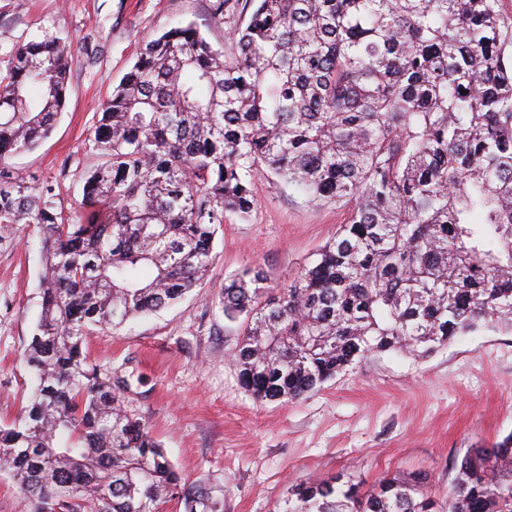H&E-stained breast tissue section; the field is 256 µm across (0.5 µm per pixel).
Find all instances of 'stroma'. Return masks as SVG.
<instances>
[{"label": "stroma", "instance_id": "obj_1", "mask_svg": "<svg viewBox=\"0 0 512 512\" xmlns=\"http://www.w3.org/2000/svg\"><path fill=\"white\" fill-rule=\"evenodd\" d=\"M212 0H0V54L49 31L75 46L58 121L33 151L11 158L20 175L57 181L78 213L85 147L99 104L140 50L177 23H194L231 52V25ZM248 221L226 216L201 284L177 304L92 329L86 348L101 369L125 377L127 414L162 443L186 483L222 500L224 512H277L293 484L347 475L372 486L382 475L425 472L437 502L448 499L454 463L512 433V331L484 327L425 358L373 353L297 401L256 402L233 364L241 325L225 319L220 291L243 269L269 288L288 286L333 236L347 210L318 205L277 178L253 182ZM41 242L21 224L0 249V424L18 416L32 387L23 355L39 313Z\"/></svg>", "mask_w": 512, "mask_h": 512}]
</instances>
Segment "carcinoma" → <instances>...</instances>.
Instances as JSON below:
<instances>
[{
    "mask_svg": "<svg viewBox=\"0 0 512 512\" xmlns=\"http://www.w3.org/2000/svg\"><path fill=\"white\" fill-rule=\"evenodd\" d=\"M235 52L193 23L148 43L99 106L82 210L7 158L52 131L74 48L33 36L0 55V248L39 231L35 384L0 426L32 512H222L184 486L124 410L122 377L84 350L195 288L224 219L274 175L347 222L285 289L247 268L222 290L243 319L235 367L263 402L299 399L369 353L431 354L483 326L512 331V9L505 0H242ZM446 506L425 472L365 489L302 481L281 512H512V434L455 464Z\"/></svg>",
    "mask_w": 512,
    "mask_h": 512,
    "instance_id": "cac0c4a2",
    "label": "carcinoma"
}]
</instances>
